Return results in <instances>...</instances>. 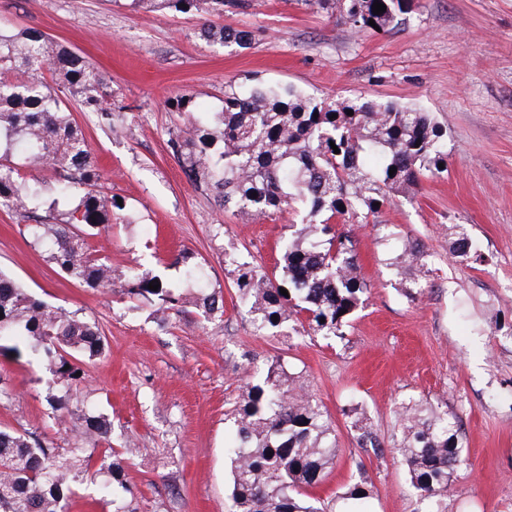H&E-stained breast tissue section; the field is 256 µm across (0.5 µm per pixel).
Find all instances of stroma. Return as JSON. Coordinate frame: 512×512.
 <instances>
[{"instance_id":"obj_1","label":"stroma","mask_w":512,"mask_h":512,"mask_svg":"<svg viewBox=\"0 0 512 512\" xmlns=\"http://www.w3.org/2000/svg\"><path fill=\"white\" fill-rule=\"evenodd\" d=\"M211 14L152 8L148 0H0V27L35 29L79 52L106 78L112 121L75 110L122 223L91 238L107 257L116 289L102 292L62 277L27 220L0 210V268L35 297L95 320L106 356L87 363V386L72 402L107 415L115 444L145 448L128 471L138 512H231L224 450L233 406L278 357L328 410L339 448L314 498L334 512L347 485L368 476L362 512H423L392 452L362 445L348 414L358 410L384 445L398 436L401 404L427 399L454 413L466 467L453 476L448 512H512V0H412L400 25L356 33L313 0H248L225 7L221 24L253 31L248 48L200 36ZM293 86L319 99L365 97L412 105L448 129V170L422 178L415 197L393 194L372 225L352 227L366 300L344 337L291 326L254 332L233 269L280 271L278 245L291 215L240 223L210 193L189 183L167 141L187 117L170 99L191 97L214 111L228 86ZM459 224L488 256L455 260L449 229ZM418 240L427 288L410 293L393 261L394 242ZM187 253L202 282L174 260ZM149 270L186 295L185 312L161 316L120 284ZM224 298L204 319L202 292ZM0 424L73 447L74 423L47 401L53 380L29 355L0 353ZM106 474L76 483L67 512H112Z\"/></svg>"}]
</instances>
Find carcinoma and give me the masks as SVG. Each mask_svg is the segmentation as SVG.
Listing matches in <instances>:
<instances>
[{
    "label": "carcinoma",
    "mask_w": 512,
    "mask_h": 512,
    "mask_svg": "<svg viewBox=\"0 0 512 512\" xmlns=\"http://www.w3.org/2000/svg\"><path fill=\"white\" fill-rule=\"evenodd\" d=\"M386 6L381 14L372 5ZM410 0H316L360 31L375 21L386 33L401 21ZM201 36L245 48L252 33L203 24ZM50 71L54 85L32 76ZM106 79L78 52L45 33L0 32V206L18 213L46 207L30 225L49 261L73 282L112 291V266L89 238L119 219L122 204L106 191L107 179L77 127L66 98L108 117ZM353 114H348V111ZM340 153H334L331 145ZM168 148L187 180L243 221L301 215L300 228L283 244L281 275L242 265L234 270L240 298L249 305L256 332L284 323L315 335L342 337L368 292L356 241L344 224L366 226L390 203L391 193L414 196L422 177L448 166V131L430 113L393 102H327L288 86L257 85L224 90V105L202 120L190 119L170 133ZM443 167H438V164ZM396 168L389 174L390 168ZM49 169L51 185L31 182L25 170ZM78 198L68 219L56 221L59 201ZM451 254L481 263L483 255L459 224L451 227ZM398 267L417 293L424 290L419 244L399 243ZM158 290L149 289V283ZM150 271H135L122 287L156 302L167 314L183 297L160 286ZM285 289L288 295L280 293ZM208 316L224 313L216 293L202 296ZM24 336L65 393L50 396L54 409L76 422L77 447L55 448L15 427L0 428V512H64L71 484L95 466L112 482H126L129 445L112 447V422L71 405L70 392L87 383L86 364L106 353L99 326L79 311L39 300L0 272V342ZM236 440L227 448L233 512H325L310 490L336 461V430L322 404L281 362L247 383L236 408ZM400 437L393 448L406 466L426 512H448V485L463 462L456 416L439 406L409 402L402 407ZM372 494L361 479L337 499L347 506Z\"/></svg>",
    "instance_id": "carcinoma-1"
}]
</instances>
